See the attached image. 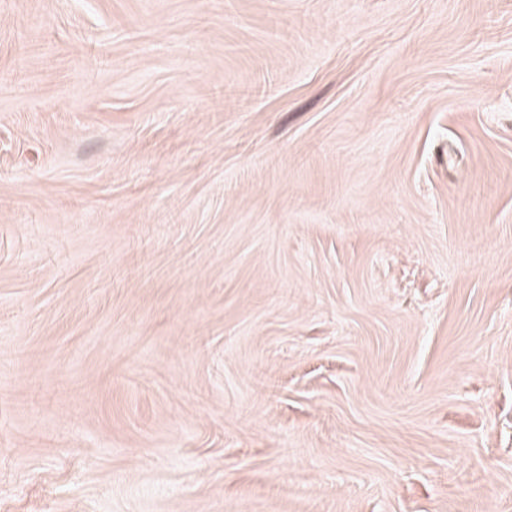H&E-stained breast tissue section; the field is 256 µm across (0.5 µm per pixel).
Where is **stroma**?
Instances as JSON below:
<instances>
[{
    "instance_id": "stroma-1",
    "label": "stroma",
    "mask_w": 512,
    "mask_h": 512,
    "mask_svg": "<svg viewBox=\"0 0 512 512\" xmlns=\"http://www.w3.org/2000/svg\"><path fill=\"white\" fill-rule=\"evenodd\" d=\"M0 512H512V0H0Z\"/></svg>"
}]
</instances>
